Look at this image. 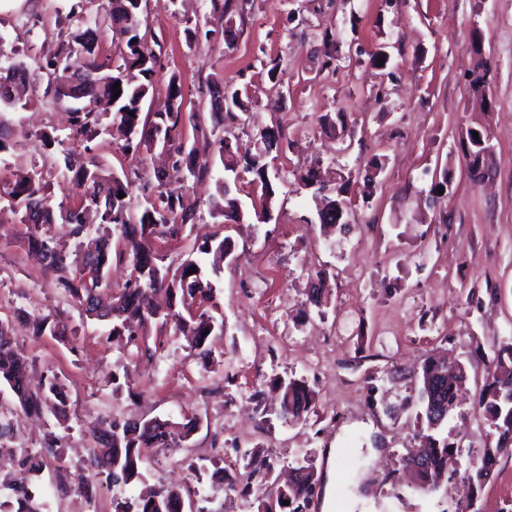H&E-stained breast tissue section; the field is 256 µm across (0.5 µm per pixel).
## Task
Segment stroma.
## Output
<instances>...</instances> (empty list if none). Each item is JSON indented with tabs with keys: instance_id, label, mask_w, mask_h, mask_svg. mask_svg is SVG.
<instances>
[{
	"instance_id": "obj_1",
	"label": "stroma",
	"mask_w": 512,
	"mask_h": 512,
	"mask_svg": "<svg viewBox=\"0 0 512 512\" xmlns=\"http://www.w3.org/2000/svg\"><path fill=\"white\" fill-rule=\"evenodd\" d=\"M108 0H0V53L23 56L33 72L23 105L0 111V181L38 167L54 208L77 205L81 187L65 168L83 151L70 139L66 104L47 105L36 70L52 59L66 18L104 20ZM336 28L323 41L319 27ZM236 38L226 44L225 29ZM144 52L159 54L155 104L171 73L181 79L182 110L210 130L205 79L223 68L232 86L253 96L245 125H229L238 143L281 126L284 146L272 151L275 195L264 202L255 175L238 171L240 220L212 223L209 210L222 166L203 182L171 172L166 189L195 198L201 220L189 237L155 241L164 262L178 267L194 242L228 236L234 253L216 277L224 333L210 337V357L168 338L155 357L136 354L110 322L81 316L56 286L52 269L27 255L26 225L0 201V323L27 357L30 390L57 376L68 393V420L52 404L41 417L25 414L0 381V512L27 500L32 512H116L132 488L94 474L89 455L103 420H196V429L162 466L151 486L196 489V512H247L222 483L260 486L240 460L257 448L276 467L311 458L326 469V451L343 449L334 489L318 485L309 512H446L445 492L419 491L400 464L417 447L403 408L423 359L445 345L465 361L466 394L448 430L462 444L482 445L487 429L479 407L485 361L479 349L512 340V0H248L225 17L210 0H148L140 29ZM390 55L386 68L374 53ZM490 63V109L470 91L477 56ZM280 59L286 97L268 77ZM471 129L485 131L492 153L483 177L472 180L462 146ZM118 130L90 142L108 167L148 178L159 154L125 152ZM385 170L363 204L373 158ZM319 168L328 187L352 173V226L342 233L319 224L312 192L301 176ZM327 300H306L314 285ZM48 315L64 335H33L28 320ZM376 370L367 383L368 370ZM127 373L121 388L112 376ZM301 378L315 395V417L288 424L273 389L278 378ZM40 472L30 454L44 445ZM479 512H512V457L485 482Z\"/></svg>"
}]
</instances>
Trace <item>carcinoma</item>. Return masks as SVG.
<instances>
[{
	"instance_id": "obj_1",
	"label": "carcinoma",
	"mask_w": 512,
	"mask_h": 512,
	"mask_svg": "<svg viewBox=\"0 0 512 512\" xmlns=\"http://www.w3.org/2000/svg\"><path fill=\"white\" fill-rule=\"evenodd\" d=\"M143 0H109V29L85 23L76 27L59 43L55 61L43 67L41 78L46 81L44 97L51 104L66 101H86L82 107L73 109L72 131L85 135L99 125L100 113L96 106L101 102L112 105L113 120L137 134L139 126L150 125L152 134L144 142H129L125 151L136 152L140 148L151 150L167 141L185 163L188 176L198 180L212 174L214 162L220 161L224 171L236 173L239 165L256 174L262 183V196L270 202L274 190L268 179L267 157L283 137L277 134L262 135L264 148L251 151L247 148L241 154L224 156L227 143L224 142V121L241 120L248 111L252 96L248 88L236 90L225 101V107H211L212 129L210 136L189 143L182 136L186 116L181 110L182 89L179 76L171 73L167 83L163 105L152 112L142 113V106L155 97L154 76L158 62L146 58L137 51L136 40L140 39ZM112 33V43L124 47L120 51L121 64L112 66V58L102 57L100 43L106 31ZM28 70V64L16 57L0 60V108L19 104L26 95V86L18 74ZM120 84L118 98H113ZM224 70L212 67L208 75L209 95L224 92ZM464 148L468 154L469 169L480 173V163L485 160L476 146L473 132L467 133ZM338 190L323 193L319 187L314 193L316 209L325 212L320 223L327 227L344 230L349 224V207L336 210V205L346 202L343 194L349 179L339 175ZM77 179L83 186L80 208L65 212L63 224L67 233L77 241L75 258L67 256L50 246L52 237L49 228L56 223V215L42 183V173L25 170L15 174L13 182L0 189V199L9 202L12 210L19 215V221L28 225L25 239L27 254L35 260H43L57 273L58 285L76 302L81 315L98 320L112 321V336H128L127 342L135 347L136 353L149 357L157 354L161 344L149 346L146 339H138V330L148 323L160 326L161 332H173L184 337L189 347L208 354L204 332L224 329L210 314L216 307L215 287L207 272L217 273L223 268L225 250L232 246L230 237L220 241L204 238L196 252L208 256L210 270L191 257L184 260L175 270L159 264L160 258L150 244L153 240L169 241L180 239L189 225L201 220L198 205L188 196L176 199L160 191L163 175L155 173L156 195L148 202L137 222H132L130 193L132 181L125 174H119L101 165L95 157L85 156L77 167ZM220 205L209 212L212 220L229 215L240 216L239 199L233 194L231 185L220 179L216 182ZM125 197H119V193ZM93 212L100 219L97 235L92 238L94 249H82L83 239L89 235V226L84 214ZM126 262L131 267V277L124 288L112 296L108 306L101 304L100 291L110 288L107 274L112 260ZM196 272H191V268ZM488 358L486 370L484 405L482 416L490 433L497 436L494 443L462 450L446 432L448 416L456 407V394L468 379L465 363L448 352L437 351L427 356L414 376L417 398L408 402L416 407V419L420 423L417 435L421 448L407 450L402 458L403 466L415 462V454L421 453L425 464L415 470L421 490L434 493L447 487L448 475L455 474L456 460L465 454L469 459L464 478L472 489L484 484L488 477L486 466L497 465L500 459L512 457V445L506 444L507 433L512 429V344H505ZM28 362L15 347L10 328L0 323V380L5 381L16 395L23 411L37 413L42 399L27 389ZM281 395L280 418L287 423H298L306 419L314 404L313 392L302 379H281L278 382ZM46 392L56 400L55 417L59 423L68 420V398L57 378L48 381ZM439 401L448 407L447 417L438 420L429 414L432 401ZM194 429L192 420L182 424L180 430L160 431L127 422L122 426L115 423L101 428L97 448L93 450L91 466L99 474L116 478L124 484L144 486L134 501L126 502L122 512H181L183 498L179 487H148L145 485L147 469L157 463L160 448L181 446ZM241 458L251 472H262L268 476L274 470L270 458L257 449L245 450ZM296 470L299 475L286 484H278L268 491L266 486L252 490L245 485L236 488L229 484L226 489L239 494L257 512H297L307 505L313 489L319 480L313 461L303 459ZM288 504H282V501Z\"/></svg>"
}]
</instances>
